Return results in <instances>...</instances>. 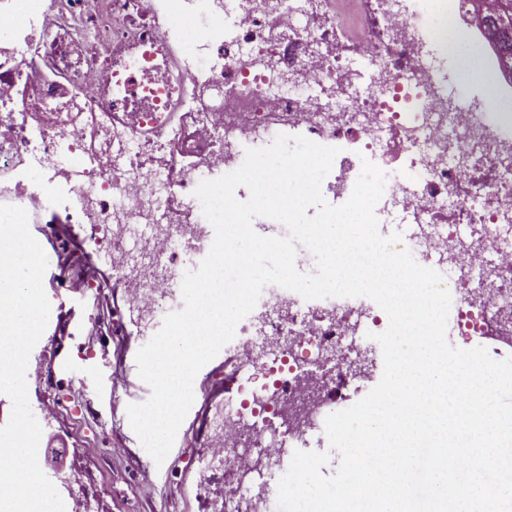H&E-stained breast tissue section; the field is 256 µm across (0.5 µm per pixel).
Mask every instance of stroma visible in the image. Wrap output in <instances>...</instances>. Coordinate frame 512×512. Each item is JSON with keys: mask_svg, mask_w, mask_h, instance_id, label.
Returning a JSON list of instances; mask_svg holds the SVG:
<instances>
[{"mask_svg": "<svg viewBox=\"0 0 512 512\" xmlns=\"http://www.w3.org/2000/svg\"><path fill=\"white\" fill-rule=\"evenodd\" d=\"M429 60L461 103L474 107L493 96L488 81L460 84L456 64L439 50H432ZM44 289L50 303L63 301L75 307L78 330L65 356L67 370L57 368V336L50 326L29 358L26 379L31 409H38L47 396L65 404L60 415L41 424L43 446L64 456L63 463H43V472L51 478L80 465L100 473L106 491L95 512H201L202 506L212 503L214 493L211 470L200 462L199 448L192 438L177 434L163 464H155L130 426L129 397L113 392L109 379L108 355L127 343L136 349L144 346L157 331L154 318L123 307V333L116 336L111 307L92 294L81 296L53 282L45 283ZM89 402L96 407V415L85 413Z\"/></svg>", "mask_w": 512, "mask_h": 512, "instance_id": "35a3bbf8", "label": "stroma"}]
</instances>
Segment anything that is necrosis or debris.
<instances>
[{
    "mask_svg": "<svg viewBox=\"0 0 512 512\" xmlns=\"http://www.w3.org/2000/svg\"><path fill=\"white\" fill-rule=\"evenodd\" d=\"M163 0H0V183L6 204L44 225L50 244L71 246L66 287L121 286L128 305L157 318L182 309L181 283L141 280L132 255L158 264L202 261L214 238L194 191L239 168L245 151L278 134H301L339 153L326 177L348 200L370 161L385 175L375 207L380 226L406 227L398 243L442 270L456 303L451 335H490L512 303V133L455 104L439 84L416 34L421 17L446 47L449 24L490 0H416L399 9L372 0L350 53L337 38L340 0H182L206 26L184 33ZM211 58L193 72L182 48ZM367 62L358 84L353 58ZM137 70L139 84L124 83ZM213 85L209 103L188 84ZM55 103L70 111L54 114ZM112 227L109 268L96 245ZM495 268L482 280L486 268ZM274 309V334L289 350L259 349L256 318ZM389 323L364 298L303 299L265 287L253 314L225 346L231 365L253 369L225 398L224 436L211 447L223 469L224 512H248L255 460L280 457L284 434L323 426L350 407L360 387L349 365L357 330ZM340 349L342 361L324 362Z\"/></svg>",
    "mask_w": 512,
    "mask_h": 512,
    "instance_id": "necrosis-or-debris-1",
    "label": "necrosis or debris"
}]
</instances>
